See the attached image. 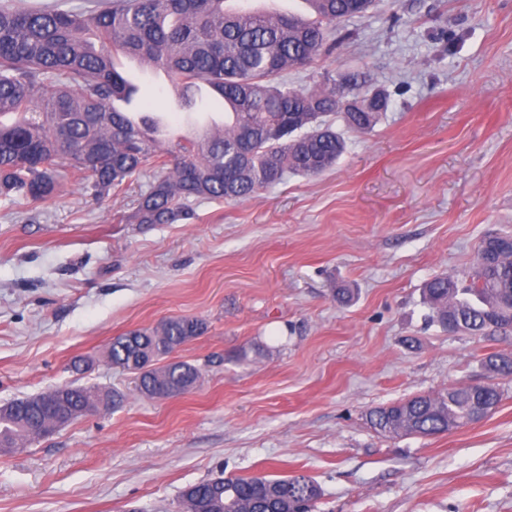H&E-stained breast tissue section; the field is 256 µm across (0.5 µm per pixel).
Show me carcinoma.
Masks as SVG:
<instances>
[{
  "mask_svg": "<svg viewBox=\"0 0 512 512\" xmlns=\"http://www.w3.org/2000/svg\"><path fill=\"white\" fill-rule=\"evenodd\" d=\"M225 0H84L28 5L0 3V198L45 201L62 174L71 172L95 200L119 191L150 171L129 224H173L203 200L239 202L290 175L316 177L345 152L347 128H374L389 98L372 93L358 74L325 72L310 87L290 88L282 79L307 69L336 46V25L360 17L374 0H306L310 17L263 15ZM158 67L180 91L186 107L203 87L223 101L224 130L195 141L168 144L129 125L115 102L131 103L135 89L118 70L116 56ZM428 318L443 329L483 336L512 331V234L480 242L471 278L463 287L452 276L425 285ZM195 317L171 318L152 330L113 339L112 365L138 375L140 392L187 393L200 374L185 361L155 363L202 335ZM488 372L512 376V356L485 357ZM100 391L70 387L63 398L69 420L85 416ZM488 408L497 390L471 387L421 394L368 412L372 426L389 437L432 436L470 422L473 398ZM55 413L29 397L0 408V445L16 448L40 436ZM321 495L306 475L271 479L210 478L184 488L179 512H311Z\"/></svg>",
  "mask_w": 512,
  "mask_h": 512,
  "instance_id": "cac0c4a2",
  "label": "carcinoma"
}]
</instances>
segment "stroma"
Instances as JSON below:
<instances>
[{"label": "stroma", "instance_id": "obj_1", "mask_svg": "<svg viewBox=\"0 0 512 512\" xmlns=\"http://www.w3.org/2000/svg\"><path fill=\"white\" fill-rule=\"evenodd\" d=\"M339 35L289 86L358 70L392 102L366 134L333 115L347 150L319 177L173 224L124 223L136 182L98 205L73 179L45 202L0 199V404L70 383L124 396L0 453V512H178L188 485L259 474L311 477L314 512H512V379L481 365L512 334L443 330L423 303L432 277L465 279L481 239L512 232V0H377ZM121 70L134 111L182 121L168 77ZM180 316L206 325L173 354L200 380L146 397L105 351ZM473 383L501 400L448 433L367 420Z\"/></svg>", "mask_w": 512, "mask_h": 512}]
</instances>
